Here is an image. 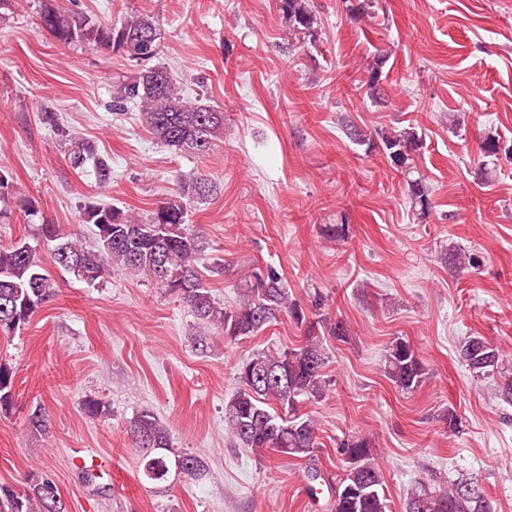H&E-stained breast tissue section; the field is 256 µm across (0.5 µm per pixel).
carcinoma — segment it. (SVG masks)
<instances>
[{"label": "carcinoma", "mask_w": 512, "mask_h": 512, "mask_svg": "<svg viewBox=\"0 0 512 512\" xmlns=\"http://www.w3.org/2000/svg\"><path fill=\"white\" fill-rule=\"evenodd\" d=\"M288 21L289 33L313 35L315 15L308 0H276ZM40 26L62 44H83L116 50L139 65L135 76L116 91L120 104L138 108L143 122L157 141L176 151L204 156L224 133V111L202 97L185 96L166 67L154 62L158 55L160 27L154 15L135 13L120 23L100 21L78 11H65L56 0H41ZM383 149L393 168L405 177V190L414 208L426 214L431 208L428 189L414 178L415 152L422 147L415 132L404 130L381 136ZM484 158L512 157V143L489 136L480 144ZM70 163L81 171L90 165L100 182L112 179V166L89 144L71 148ZM217 193V183L207 174L176 179L175 196L161 202L145 220L119 208L90 203L84 206V223L97 229L96 242L88 245L75 234H65L56 224L42 221L39 240L51 251L54 265L88 284L103 277L109 268L142 276L177 294L202 328L224 332L236 341L260 332L286 314L305 326L303 343L283 351H261L236 367L238 391L224 406L226 430L240 448L258 454L273 451L297 458L313 457L318 448L317 423L299 413L304 400H319L327 391L324 367L328 356L321 326L338 339L349 336L342 318L324 314L309 320L302 306L290 298L282 278L273 268L239 289L238 300L226 306L214 298L203 265L206 243L187 223V205L203 203ZM322 235L330 243H345L352 235L348 224H326ZM448 265L456 272L473 267V257L464 247L448 250ZM57 281L43 266L38 248L25 239L0 246V334L12 335L55 295ZM459 361L480 380L499 374L500 398L512 403V369L505 350L480 336L465 338L458 349ZM384 371L398 391L408 394L422 386L426 368L412 345L403 338L392 340L385 349ZM13 368L0 360V413L13 405ZM129 433L139 449L145 479L162 484L176 467L182 474L198 479L205 475L203 458L172 451L167 427L150 409H143L130 421ZM341 466L328 480L334 512H389L386 485L368 438L352 435L337 448ZM461 478L444 487L420 485L407 493L405 512H496L484 491L469 492ZM57 503L66 512L57 488L36 480L23 490L0 486V512H52Z\"/></svg>", "instance_id": "obj_1"}]
</instances>
